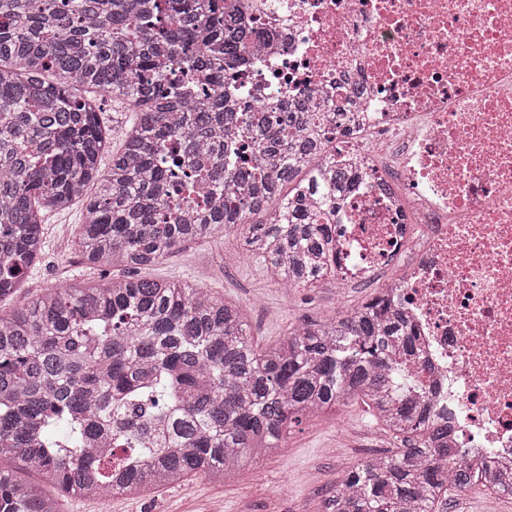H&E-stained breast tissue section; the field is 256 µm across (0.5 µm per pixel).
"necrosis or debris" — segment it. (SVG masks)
<instances>
[{"instance_id": "4bbe7bcc", "label": "necrosis or debris", "mask_w": 512, "mask_h": 512, "mask_svg": "<svg viewBox=\"0 0 512 512\" xmlns=\"http://www.w3.org/2000/svg\"><path fill=\"white\" fill-rule=\"evenodd\" d=\"M251 3L267 36L237 94L329 106L344 133L326 156L360 169L309 200L333 227L332 287L401 312L453 461L512 474V0Z\"/></svg>"}]
</instances>
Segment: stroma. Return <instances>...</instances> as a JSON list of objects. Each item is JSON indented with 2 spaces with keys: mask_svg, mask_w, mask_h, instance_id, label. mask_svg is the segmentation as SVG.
Returning a JSON list of instances; mask_svg holds the SVG:
<instances>
[{
  "mask_svg": "<svg viewBox=\"0 0 512 512\" xmlns=\"http://www.w3.org/2000/svg\"><path fill=\"white\" fill-rule=\"evenodd\" d=\"M81 205L49 215L43 226L44 253L25 276V290L39 294L74 278L96 282L100 270L87 266L77 246ZM240 233L201 240L144 269V276L200 288L242 307L251 338L269 347L304 321L325 323L337 305L351 310L367 302L368 289L347 286L343 299L331 289L283 288L259 258L227 268L221 255L238 253ZM399 441L385 433L371 410L353 400L333 415L308 419L282 448L245 467L224 483L204 476L146 495L105 500L74 495L61 500L60 512H321L343 471L371 455H388ZM440 512H512V495L469 490L450 494Z\"/></svg>",
  "mask_w": 512,
  "mask_h": 512,
  "instance_id": "35a3bbf8",
  "label": "stroma"
}]
</instances>
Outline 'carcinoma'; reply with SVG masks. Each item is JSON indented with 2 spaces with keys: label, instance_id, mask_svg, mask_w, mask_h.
<instances>
[{
  "label": "carcinoma",
  "instance_id": "carcinoma-1",
  "mask_svg": "<svg viewBox=\"0 0 512 512\" xmlns=\"http://www.w3.org/2000/svg\"><path fill=\"white\" fill-rule=\"evenodd\" d=\"M0 0V512H59L58 498L150 493L204 475L230 480L304 420L362 400L404 443L346 470L323 512H436L453 491L499 487L469 464L442 472L448 427L406 397L411 339L398 311L368 301L304 322L258 350L243 310L198 288L137 275L221 232L285 288L328 274L332 228L308 197L350 173L322 172L331 136L299 99L224 101V75L260 32L242 0ZM127 106L122 144L101 97ZM83 202L91 267L127 275L22 295L47 214ZM56 490L52 496L44 486Z\"/></svg>",
  "mask_w": 512,
  "mask_h": 512
}]
</instances>
